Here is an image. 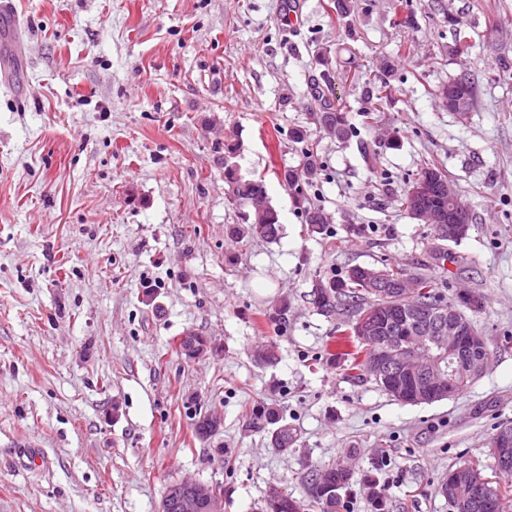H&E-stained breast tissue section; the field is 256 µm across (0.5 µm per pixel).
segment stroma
<instances>
[{"label": "stroma", "instance_id": "stroma-1", "mask_svg": "<svg viewBox=\"0 0 512 512\" xmlns=\"http://www.w3.org/2000/svg\"><path fill=\"white\" fill-rule=\"evenodd\" d=\"M287 1L16 0L0 16L28 39L0 84V512H158L185 478L220 484L224 512H262L270 489L307 500L306 476L338 462L348 512H373L368 476L388 512H450L438 486L464 464L512 512L488 454L512 422V0H352L342 19L336 0ZM324 71L357 128L344 143L312 119ZM464 76L478 105L448 111L437 90ZM385 89L375 112L367 93ZM296 129L321 163V234L280 177L302 161ZM228 140L239 174L265 180L276 240L234 234ZM427 163L472 216L441 269L432 225L401 203ZM383 263L481 297L490 357L466 393L410 405L351 377L341 317L306 295ZM188 331L211 343L195 360ZM213 410L224 427L200 439Z\"/></svg>", "mask_w": 512, "mask_h": 512}]
</instances>
